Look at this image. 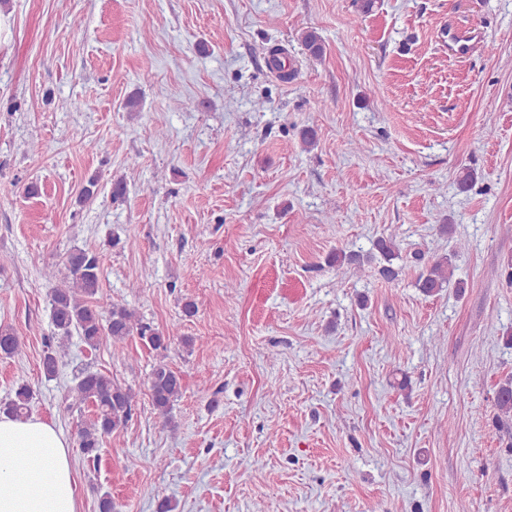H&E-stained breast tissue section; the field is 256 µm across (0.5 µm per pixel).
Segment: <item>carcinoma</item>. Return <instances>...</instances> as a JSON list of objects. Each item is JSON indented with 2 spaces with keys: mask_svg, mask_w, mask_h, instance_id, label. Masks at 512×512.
Returning a JSON list of instances; mask_svg holds the SVG:
<instances>
[{
  "mask_svg": "<svg viewBox=\"0 0 512 512\" xmlns=\"http://www.w3.org/2000/svg\"><path fill=\"white\" fill-rule=\"evenodd\" d=\"M301 45L307 52L318 57L323 52V41L314 30H306L300 36ZM398 258L397 245L393 238L380 237L366 254L338 250L329 256V264L341 269L345 266L378 262V273L387 280L399 276L400 269L394 267ZM68 274L57 277L53 267H43L44 277L49 283L50 319L54 329L52 340L42 360L46 376L52 377L59 363L66 357L65 340L77 334L81 342L95 350L101 344H121L130 336H137L145 346L160 355V361L149 376V392L155 414L163 419L170 429H175L172 410L183 389L182 375L173 370L163 358L174 340L175 332L159 330L138 318L135 312L124 305L112 302L100 288L101 265L93 251L76 249L64 258ZM454 268L447 257L428 259L426 273L417 285L425 295L437 293L445 285L454 284L463 289V282H452ZM21 337L8 325H0V356L12 358L21 351ZM136 393L133 388L116 381L101 372H88L67 390L65 399L77 406L89 405L92 419L78 431V445L87 462L95 463L103 438L125 426L131 419L135 407ZM33 393L26 384H20L14 397L0 407V412L16 418H26L30 412ZM495 406L504 419L512 418V381L500 385L496 393Z\"/></svg>",
  "mask_w": 512,
  "mask_h": 512,
  "instance_id": "obj_1",
  "label": "carcinoma"
}]
</instances>
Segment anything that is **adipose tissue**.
Instances as JSON below:
<instances>
[{
    "mask_svg": "<svg viewBox=\"0 0 512 512\" xmlns=\"http://www.w3.org/2000/svg\"><path fill=\"white\" fill-rule=\"evenodd\" d=\"M0 512H78L71 449L54 423L0 414Z\"/></svg>",
    "mask_w": 512,
    "mask_h": 512,
    "instance_id": "ef3b65f1",
    "label": "adipose tissue"
}]
</instances>
